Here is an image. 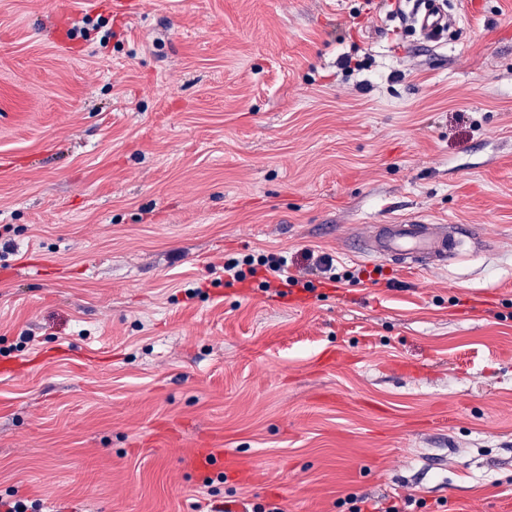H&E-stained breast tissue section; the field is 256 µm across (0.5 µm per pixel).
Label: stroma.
Returning a JSON list of instances; mask_svg holds the SVG:
<instances>
[{
    "instance_id": "stroma-1",
    "label": "stroma",
    "mask_w": 512,
    "mask_h": 512,
    "mask_svg": "<svg viewBox=\"0 0 512 512\" xmlns=\"http://www.w3.org/2000/svg\"><path fill=\"white\" fill-rule=\"evenodd\" d=\"M133 2L0 0V495L512 512V0ZM410 221L483 249L359 254ZM420 1V33L426 41L435 42L439 32L448 27V13L444 11L441 0ZM285 260L282 257L276 256H262L257 258L256 260L253 258H247L243 260V264L247 265V274L251 278H262L265 279L262 281L265 289H270L271 284L267 280V274H271L276 277L280 281V285L275 288H286V291L283 289H276L277 295L280 297H285L290 292V288L297 287L302 284V280L295 276H287L284 273V269L282 268L285 264ZM240 267L239 260L235 258H228L224 261V275H228L237 281H245L247 279V274ZM289 288V291H288ZM302 288L304 290H309L310 286L308 284L303 283ZM352 504L350 512H407L406 508L410 507L415 503L417 507H422L424 502L422 500H416L411 495L405 497H393L388 502L384 503L385 506L379 507L377 504H370L367 499L353 497L350 499ZM361 503L362 505H359ZM371 508V510H369Z\"/></svg>"
}]
</instances>
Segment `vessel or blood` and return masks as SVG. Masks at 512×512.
Segmentation results:
<instances>
[{
  "label": "vessel or blood",
  "instance_id": "b4317fda",
  "mask_svg": "<svg viewBox=\"0 0 512 512\" xmlns=\"http://www.w3.org/2000/svg\"><path fill=\"white\" fill-rule=\"evenodd\" d=\"M449 18L441 0H421L420 33L426 41H437ZM461 228L438 230L433 224H394L370 232L362 252L367 257L399 261L402 267H442L456 257L463 242Z\"/></svg>",
  "mask_w": 512,
  "mask_h": 512
}]
</instances>
